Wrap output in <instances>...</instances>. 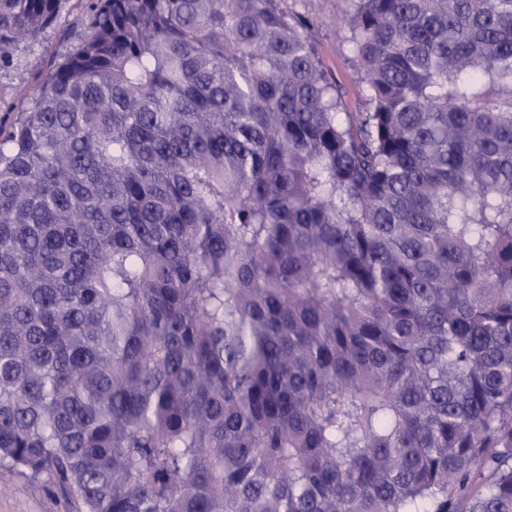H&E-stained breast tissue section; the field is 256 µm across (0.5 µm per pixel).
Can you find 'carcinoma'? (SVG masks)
I'll use <instances>...</instances> for the list:
<instances>
[{"label": "carcinoma", "instance_id": "cac0c4a2", "mask_svg": "<svg viewBox=\"0 0 512 512\" xmlns=\"http://www.w3.org/2000/svg\"><path fill=\"white\" fill-rule=\"evenodd\" d=\"M59 4L0 0V68ZM313 27L91 0L0 121V479L512 512V0H345L363 102Z\"/></svg>", "mask_w": 512, "mask_h": 512}]
</instances>
